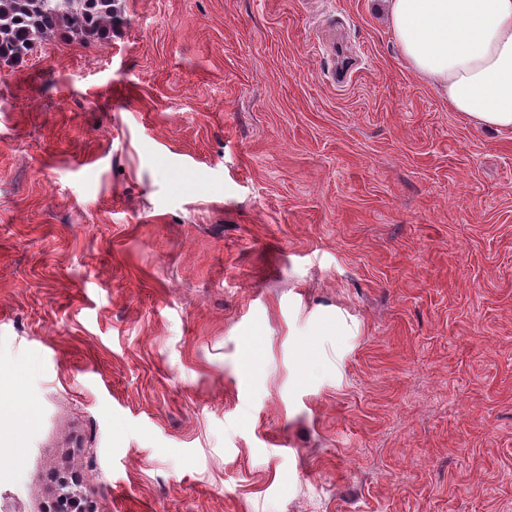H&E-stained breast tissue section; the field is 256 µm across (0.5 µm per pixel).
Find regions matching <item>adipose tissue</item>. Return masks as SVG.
I'll return each instance as SVG.
<instances>
[{
	"mask_svg": "<svg viewBox=\"0 0 512 512\" xmlns=\"http://www.w3.org/2000/svg\"><path fill=\"white\" fill-rule=\"evenodd\" d=\"M409 67L468 124L512 133V0H382Z\"/></svg>",
	"mask_w": 512,
	"mask_h": 512,
	"instance_id": "adipose-tissue-1",
	"label": "adipose tissue"
}]
</instances>
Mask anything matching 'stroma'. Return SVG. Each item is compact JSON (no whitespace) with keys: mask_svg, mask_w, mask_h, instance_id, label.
I'll use <instances>...</instances> for the list:
<instances>
[{"mask_svg":"<svg viewBox=\"0 0 512 512\" xmlns=\"http://www.w3.org/2000/svg\"><path fill=\"white\" fill-rule=\"evenodd\" d=\"M378 2L0 65V512H512V134Z\"/></svg>","mask_w":512,"mask_h":512,"instance_id":"obj_1","label":"stroma"}]
</instances>
